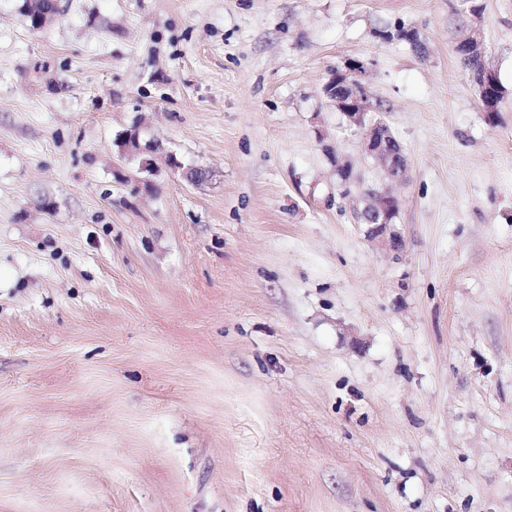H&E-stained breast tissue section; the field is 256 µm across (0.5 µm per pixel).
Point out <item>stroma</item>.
I'll list each match as a JSON object with an SVG mask.
<instances>
[{
    "instance_id": "35a3bbf8",
    "label": "stroma",
    "mask_w": 512,
    "mask_h": 512,
    "mask_svg": "<svg viewBox=\"0 0 512 512\" xmlns=\"http://www.w3.org/2000/svg\"><path fill=\"white\" fill-rule=\"evenodd\" d=\"M60 2L0 0V512H512V0ZM354 67L352 73L345 77L336 74L328 85L343 78L328 87L327 97L347 118L349 125L361 131V151L380 168L384 180L388 183L402 182L409 171L408 159L392 142L389 125L378 117L376 112H384L381 106L376 104L375 110H369L370 105H366L368 95L358 74L362 72L361 66ZM369 112L378 119L371 117ZM140 132L134 131L127 133L118 143L119 152L122 155H145L142 159V169L145 171H151L157 165L156 159L158 157L157 149L161 148L160 144L155 140H150L144 146L140 144ZM399 205V199L389 191L369 190L359 213L361 224H374L381 229L393 225Z\"/></svg>"
}]
</instances>
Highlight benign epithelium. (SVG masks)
<instances>
[{"label":"benign epithelium","instance_id":"benign-epithelium-1","mask_svg":"<svg viewBox=\"0 0 512 512\" xmlns=\"http://www.w3.org/2000/svg\"><path fill=\"white\" fill-rule=\"evenodd\" d=\"M361 66L357 65L352 73L328 87L327 97L336 109L347 118L349 124L361 131V151L372 159L383 173L388 183L402 182L409 171V162L405 154L394 145L389 125L382 119L369 115L368 95L359 79ZM140 134L128 133L118 144L123 155L143 156L142 169L151 171L157 165V149L160 144L150 140L141 145ZM400 201L389 191L369 190L365 194L364 204L359 217L364 224H374L385 228L394 224Z\"/></svg>","mask_w":512,"mask_h":512}]
</instances>
